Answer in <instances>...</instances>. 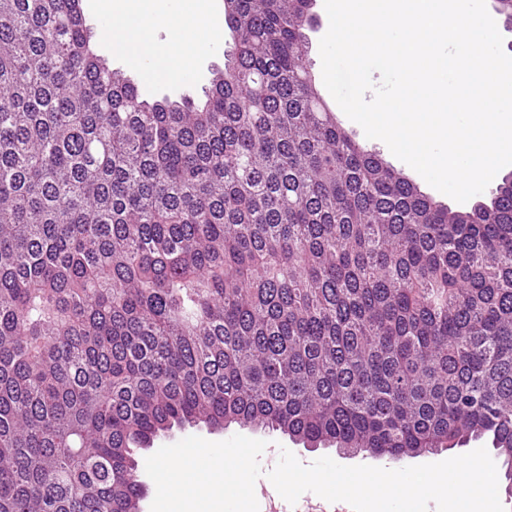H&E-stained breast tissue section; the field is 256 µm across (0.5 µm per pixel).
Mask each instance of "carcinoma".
<instances>
[{"mask_svg":"<svg viewBox=\"0 0 512 512\" xmlns=\"http://www.w3.org/2000/svg\"><path fill=\"white\" fill-rule=\"evenodd\" d=\"M205 101L149 97L82 0H0V512H141L201 423L512 466V175L453 211L341 127L309 0H224Z\"/></svg>","mask_w":512,"mask_h":512,"instance_id":"obj_1","label":"carcinoma"}]
</instances>
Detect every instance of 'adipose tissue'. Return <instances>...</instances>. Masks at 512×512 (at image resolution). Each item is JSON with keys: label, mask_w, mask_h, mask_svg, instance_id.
Returning a JSON list of instances; mask_svg holds the SVG:
<instances>
[{"label": "adipose tissue", "mask_w": 512, "mask_h": 512, "mask_svg": "<svg viewBox=\"0 0 512 512\" xmlns=\"http://www.w3.org/2000/svg\"><path fill=\"white\" fill-rule=\"evenodd\" d=\"M109 18L103 40L122 48L128 66L151 81H178L224 40L218 0H94ZM165 40H158V31Z\"/></svg>", "instance_id": "ef3b65f1"}]
</instances>
